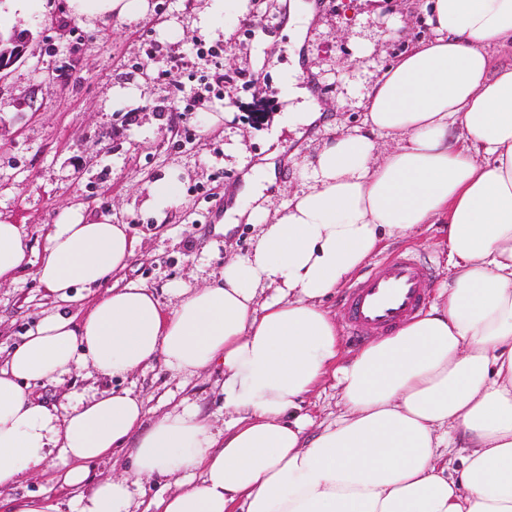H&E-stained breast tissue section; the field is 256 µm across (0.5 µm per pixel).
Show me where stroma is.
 Wrapping results in <instances>:
<instances>
[{
    "label": "stroma",
    "instance_id": "obj_1",
    "mask_svg": "<svg viewBox=\"0 0 512 512\" xmlns=\"http://www.w3.org/2000/svg\"><path fill=\"white\" fill-rule=\"evenodd\" d=\"M151 2L152 10L136 23L92 28L68 15L65 0H34L26 10L0 0V30L26 29L33 37L31 55L0 80V218L24 225L37 259L44 254L47 225L68 209L128 225L136 252L111 282L119 287L140 282L169 309L173 284L204 287L225 263L249 252L254 225H237L227 235L215 226L234 204L230 190L266 146L275 141L282 149L279 189L268 205L273 213L302 186L297 164L311 158L329 134L316 125L297 137L283 120L281 82L291 42L282 0H247L245 13H225L224 26L232 32L225 41L205 36L194 24L208 0ZM425 3L315 0L316 19L301 54L315 98L337 132L363 128L360 101L366 87L412 44L430 38ZM200 47L220 50L224 69L248 70L252 84L224 85L220 97L190 112L164 111L170 91L158 71L179 60L185 73L202 79L211 65L197 56ZM117 87L122 95H114ZM218 112L223 120L211 123ZM165 177L179 182L181 202L160 215L145 201L149 185ZM401 252L428 263L430 287L450 282L453 270L436 228L390 243L366 268L374 270ZM55 307L32 269L0 283V360ZM223 379L219 365L186 378L156 362L115 379L87 365L59 384L35 383L31 390L62 411L71 393L126 389L142 401L148 418L187 402L220 430L234 417L224 408ZM55 463L48 458L43 470L21 477L0 496H33L53 505L54 512H78L75 490L51 480ZM88 470L94 483L130 477L134 497L144 505L159 488L171 492L181 481L177 475L130 476L121 455L90 462Z\"/></svg>",
    "mask_w": 512,
    "mask_h": 512
}]
</instances>
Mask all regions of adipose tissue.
<instances>
[{"label": "adipose tissue", "instance_id": "ef3b65f1", "mask_svg": "<svg viewBox=\"0 0 512 512\" xmlns=\"http://www.w3.org/2000/svg\"><path fill=\"white\" fill-rule=\"evenodd\" d=\"M95 27L133 21L148 0H66ZM433 36L364 99L367 131L331 138L298 170L303 188L260 226L243 259L164 309L144 285L107 287L134 239L111 218L64 212L32 262L0 219V282L25 267L58 300L104 287L81 318L42 317L0 366V488L59 460L78 512H131L127 478L84 489L87 466L127 450L138 475L184 476L156 512H512V0H427ZM293 55L288 122L321 113ZM394 146L375 160L374 134ZM437 226L456 269L428 309L339 363L336 295L385 239ZM191 376L224 367L232 424L190 405L147 420L129 392L97 391L64 417L30 389L89 365L105 377L154 362ZM342 411L318 431L301 403L327 379ZM460 466L450 470L448 451Z\"/></svg>", "mask_w": 512, "mask_h": 512}]
</instances>
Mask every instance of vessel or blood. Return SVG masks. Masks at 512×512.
<instances>
[{
	"label": "vessel or blood",
	"instance_id": "1",
	"mask_svg": "<svg viewBox=\"0 0 512 512\" xmlns=\"http://www.w3.org/2000/svg\"><path fill=\"white\" fill-rule=\"evenodd\" d=\"M429 272L411 253L378 266L351 291L348 327L356 336H383L421 309Z\"/></svg>",
	"mask_w": 512,
	"mask_h": 512
}]
</instances>
